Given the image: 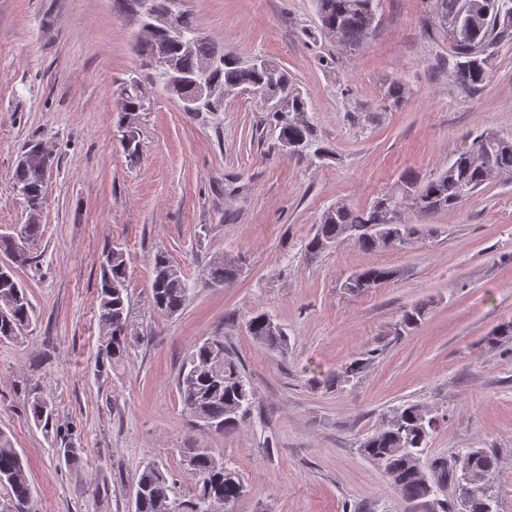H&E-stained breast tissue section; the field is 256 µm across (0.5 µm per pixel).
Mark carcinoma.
Masks as SVG:
<instances>
[{
    "label": "carcinoma",
    "instance_id": "cac0c4a2",
    "mask_svg": "<svg viewBox=\"0 0 512 512\" xmlns=\"http://www.w3.org/2000/svg\"><path fill=\"white\" fill-rule=\"evenodd\" d=\"M318 28L336 34V45L357 51L375 31L378 20L373 0H315ZM512 0H432L431 19L426 28L429 38L445 33L451 39L448 78L462 91L480 88L486 80L494 45L512 35ZM167 52L181 72H197L208 59L219 62L210 75L221 87L259 85L291 86L288 73L276 64L268 69H253L224 48L201 37L190 53L176 42L164 41ZM278 129L276 145L282 141L301 144L303 156L295 160L322 161L332 151L317 136L308 117V100L296 92L286 112L272 115ZM37 142H27L22 151L25 164L15 167L13 188L26 191L34 204L42 203L46 182L43 158L36 152ZM512 180V137L484 131L448 159V164L432 176L422 179L407 172L402 185H417L427 195L420 205L407 201V195L384 193L367 206L345 204L328 207L322 214L306 250L323 253L347 242L361 251H395L408 248L418 238L419 227L405 219L392 223L390 213L408 211L425 219L459 206L492 176ZM0 252L13 263L24 265L30 251H19L13 236L0 235ZM241 260L224 256L214 258L208 269V282L225 287L241 275ZM398 271L387 266L362 268L347 277L342 287L361 294L394 280ZM7 282L0 283V341L23 336L33 324L34 310L26 290L15 279L13 269L3 272ZM128 257L124 248L113 244L103 252L97 319L104 336L98 345L96 371L109 373L130 359L144 337L131 319L127 288ZM194 289L180 270L163 253L155 255L150 283L151 305L158 313L173 315L182 310ZM426 307L416 304L405 310L401 329L411 331L424 319ZM245 329L252 340L270 350H288V335L271 318L259 313L250 316ZM491 349L512 344V321L499 324L485 337ZM183 411L195 425L224 434L234 433L250 418L255 391L246 379L244 366L236 352L221 337H209L190 346L177 380ZM27 414L45 433L54 426L53 409L38 388L29 390ZM433 417L419 403L406 402L393 408L375 433L359 445L365 459L376 464L391 490L412 507L424 505L433 488L453 486L459 512H496L493 474L497 456L485 448H467L459 457L466 468L444 469L428 457L429 439L434 430ZM181 465L192 476L193 487L182 496L176 490L169 471L150 463L131 479L134 512H231L235 502L246 493L242 475L224 465L223 456L212 448H184ZM0 512H12L18 504L30 512L32 487L24 461L11 441L0 432Z\"/></svg>",
    "mask_w": 512,
    "mask_h": 512
}]
</instances>
